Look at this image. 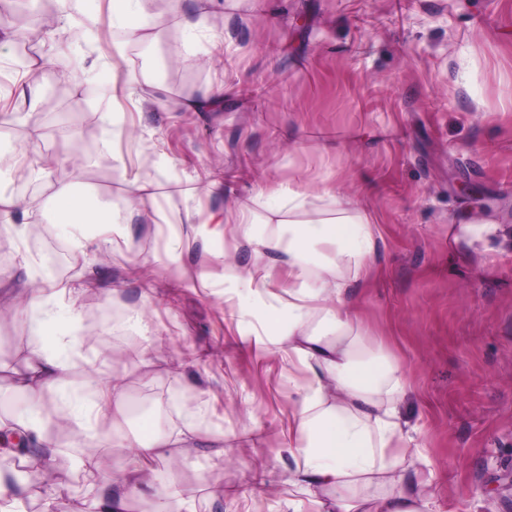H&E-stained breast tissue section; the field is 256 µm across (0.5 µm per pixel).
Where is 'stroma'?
<instances>
[{
  "instance_id": "stroma-1",
  "label": "stroma",
  "mask_w": 512,
  "mask_h": 512,
  "mask_svg": "<svg viewBox=\"0 0 512 512\" xmlns=\"http://www.w3.org/2000/svg\"><path fill=\"white\" fill-rule=\"evenodd\" d=\"M24 0H0V15L22 21ZM73 12L56 41L36 47L44 96L67 99L41 113L42 151L53 168L31 160L27 183L41 203L45 238L18 248L0 237V417L26 408L11 387L32 343L22 292L24 256L35 281L79 289L85 362L72 374L84 388L90 363L124 378L130 410L124 429L144 421L167 429L182 395H190L202 433L223 434L224 451L203 448L155 464L159 482L179 486L180 512H286L299 491L285 479L293 432V389L301 378L268 351L224 306V257L251 262L231 225L196 227L174 246L171 227L185 210H221L246 201L254 185L287 186L295 170L335 181L341 195L365 204L381 234L377 271L358 292L365 327L395 357L410 389L403 421L419 448L410 479L432 495L436 512H512V0H243L188 33L160 30L128 50L133 69L180 96L226 86L215 112L137 109L112 99L107 56L83 35ZM224 36L215 49L213 34ZM17 34L0 40V100L23 110L16 84ZM101 112L126 128L116 148L89 149L81 132ZM73 139L62 140L65 131ZM27 128L0 127V195H16L15 157ZM86 165L79 194L112 210L106 252H77L95 226L59 223L52 183L71 177L67 158ZM121 153L122 163L112 162ZM148 176L158 186L151 222L127 232L124 185ZM218 178L230 196L187 197L185 187ZM494 224L487 240L458 238L463 221ZM106 270L110 297L88 282ZM145 313L143 325L112 324L113 312ZM154 358L138 366L136 349ZM74 442L54 456L52 512H88L101 477L77 460Z\"/></svg>"
}]
</instances>
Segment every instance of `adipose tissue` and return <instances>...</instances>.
Segmentation results:
<instances>
[{
	"mask_svg": "<svg viewBox=\"0 0 512 512\" xmlns=\"http://www.w3.org/2000/svg\"><path fill=\"white\" fill-rule=\"evenodd\" d=\"M235 0H174L172 14L156 11L154 0H111L112 18L122 37L112 43V71H119L132 44L154 41L152 26L176 23L187 32L204 27L210 9L233 8ZM135 73L112 83V97L131 105L152 103L167 112H199L224 105V85L209 87L202 98L172 97L162 85L139 88ZM292 190L261 184L249 203L224 214L201 217L186 211L182 222L233 225L237 239L251 246L254 264L224 261V303L254 335L267 337L276 353L304 367L305 378L294 403L296 438L288 448L295 466L289 484L317 496L315 512H433L430 498L406 479L408 435L399 405L408 383L399 367L363 325L354 289L374 267L380 235L368 211L341 199L334 182L295 171ZM51 200L62 224L106 226L109 215L79 196L73 185L54 184ZM36 198L0 196V236L25 242ZM73 288L52 282L48 293L29 300L34 343L13 386L27 399L26 411L4 420L0 432L19 434L40 450L17 456L0 448V512H25L27 481L16 477L17 461L37 463L36 478L51 469L59 431L91 441L95 447L130 448L134 456L112 468L100 483L89 512H128L133 499H155L158 512L181 506L179 491L156 483L153 464L200 446L223 453L224 439L203 436L196 413L178 411L162 432L142 424L127 436L114 423L129 399L120 378L90 385L92 403L72 389V373L83 361V337L59 335L60 320H75ZM56 399L54 415L42 411L47 396Z\"/></svg>",
	"mask_w": 512,
	"mask_h": 512,
	"instance_id": "1",
	"label": "adipose tissue"
}]
</instances>
